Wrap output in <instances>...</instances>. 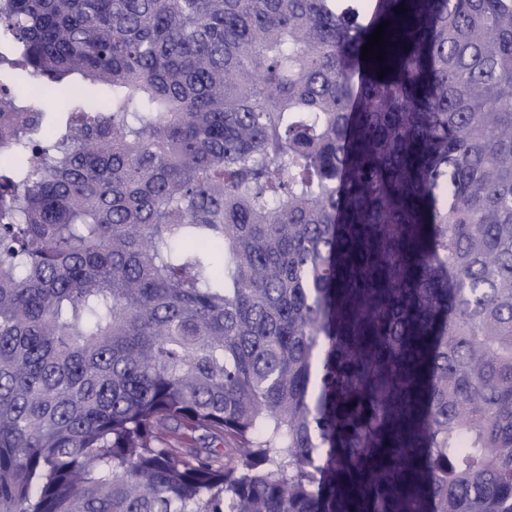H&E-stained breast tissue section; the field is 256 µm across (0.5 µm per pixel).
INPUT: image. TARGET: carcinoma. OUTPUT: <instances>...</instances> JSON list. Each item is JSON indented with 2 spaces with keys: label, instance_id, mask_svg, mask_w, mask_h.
Segmentation results:
<instances>
[{
  "label": "carcinoma",
  "instance_id": "1",
  "mask_svg": "<svg viewBox=\"0 0 512 512\" xmlns=\"http://www.w3.org/2000/svg\"><path fill=\"white\" fill-rule=\"evenodd\" d=\"M2 46L61 105L0 84V512H512V0H0Z\"/></svg>",
  "mask_w": 512,
  "mask_h": 512
}]
</instances>
